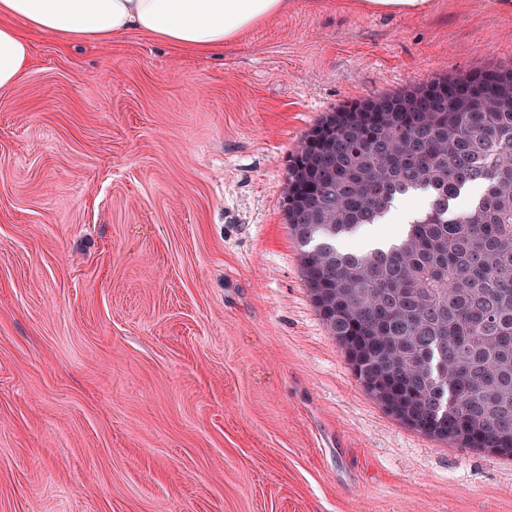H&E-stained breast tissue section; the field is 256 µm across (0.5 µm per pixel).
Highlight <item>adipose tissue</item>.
Here are the masks:
<instances>
[{
    "label": "adipose tissue",
    "instance_id": "adipose-tissue-1",
    "mask_svg": "<svg viewBox=\"0 0 512 512\" xmlns=\"http://www.w3.org/2000/svg\"><path fill=\"white\" fill-rule=\"evenodd\" d=\"M292 0H0V90L31 60L28 32L107 43L138 31L175 50L213 52L287 12Z\"/></svg>",
    "mask_w": 512,
    "mask_h": 512
}]
</instances>
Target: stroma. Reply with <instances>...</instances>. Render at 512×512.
<instances>
[{
    "instance_id": "obj_1",
    "label": "stroma",
    "mask_w": 512,
    "mask_h": 512,
    "mask_svg": "<svg viewBox=\"0 0 512 512\" xmlns=\"http://www.w3.org/2000/svg\"><path fill=\"white\" fill-rule=\"evenodd\" d=\"M0 91V512H512L356 379L284 222L326 112L512 67V8L293 0L223 51L33 33ZM358 8L367 13L418 15L431 6L430 0H358Z\"/></svg>"
}]
</instances>
